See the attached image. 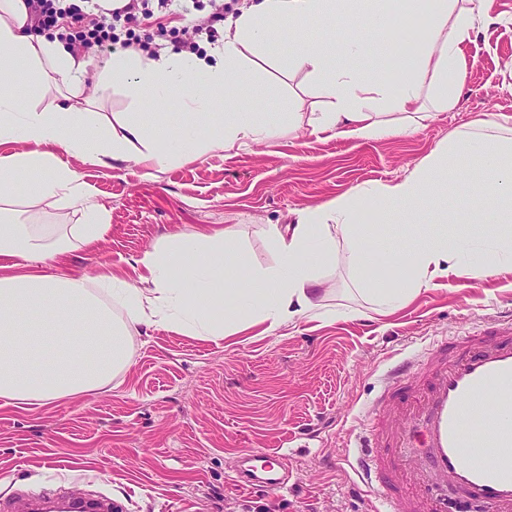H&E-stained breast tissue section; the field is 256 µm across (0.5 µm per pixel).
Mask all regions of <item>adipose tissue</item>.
<instances>
[{"label":"adipose tissue","instance_id":"1","mask_svg":"<svg viewBox=\"0 0 512 512\" xmlns=\"http://www.w3.org/2000/svg\"><path fill=\"white\" fill-rule=\"evenodd\" d=\"M487 16L488 0H255L225 28L223 49L206 57L129 52L105 69L102 88L122 86L141 102L196 86L176 134L123 122L91 137L92 112L41 104L56 82L77 94L81 63L59 43L32 33L24 0H0V145L11 148L0 155V403L41 406L100 389L127 365L132 336L158 324L213 339L255 328L267 335L295 324L316 310L321 272L340 258L357 275L370 311L382 317L445 280L512 274V136L493 133V120L484 118L401 180L355 188L298 211L295 223L267 225L271 266H254L228 225L157 244L138 259L134 282L53 271L58 256L94 248L111 229L94 193L58 161L55 149L101 164L132 154L160 171L216 147L274 140L278 130L241 106L233 91L253 78V55L285 32L300 39L294 68L316 77L328 106L311 123L312 135L369 141L399 134L406 130L402 114L455 107L454 89L467 76L463 48L476 19ZM340 21L357 31L355 55H363L368 42L383 44L368 71L336 67L302 37L303 28L327 31ZM217 110L224 113L221 122L200 131L195 115ZM466 154L478 158L483 172L482 203L468 211L486 227L481 240L420 233L397 245L364 229L367 216L377 222L392 212L443 213L439 187ZM24 174L38 177L27 209L75 208L83 223L64 231L4 223L16 211L13 185Z\"/></svg>","mask_w":512,"mask_h":512}]
</instances>
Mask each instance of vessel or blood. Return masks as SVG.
<instances>
[{"mask_svg": "<svg viewBox=\"0 0 512 512\" xmlns=\"http://www.w3.org/2000/svg\"><path fill=\"white\" fill-rule=\"evenodd\" d=\"M347 465L384 512H512V319L480 336L442 342L435 355L405 357L370 403ZM244 489L279 491L286 456L246 451L234 471ZM457 498H449V490ZM0 512H120L110 497L51 499L29 490Z\"/></svg>", "mask_w": 512, "mask_h": 512, "instance_id": "b4317fda", "label": "vessel or blood"}]
</instances>
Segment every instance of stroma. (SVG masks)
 <instances>
[{"label": "stroma", "instance_id": "35a3bbf8", "mask_svg": "<svg viewBox=\"0 0 512 512\" xmlns=\"http://www.w3.org/2000/svg\"><path fill=\"white\" fill-rule=\"evenodd\" d=\"M245 0H144L148 16L118 29V41L78 51L85 63L75 105L91 104L99 121L132 117L146 128L179 127L181 95L142 104L125 90L101 91L99 79L127 40L152 51H182L197 20L230 19ZM490 22L477 23L464 48L467 77L456 107L435 113L405 135L368 142L315 137L307 126L325 111L306 71L288 70L296 40L279 35L256 59L264 96L240 87L237 97L281 130L278 139L242 150L219 148L156 172L135 157L106 165L61 154L93 187L111 231L98 247L62 255L59 272L136 279L134 261L173 235L203 227L235 226L253 265L274 263L265 235L270 224H292L298 210L329 202L355 188L407 176L456 133L481 116L512 117V0H492ZM443 188L444 204L476 195L478 163L463 156ZM477 236L480 224L437 223L424 215L409 224L399 214L372 231L388 242L415 230ZM317 298L321 315L271 336L243 333L217 342L154 328L133 336L130 362L97 391L26 409L0 406V499L14 489L101 492L123 512H369L371 496L342 459L352 433L399 355L436 348L487 329L512 314V275L456 278L422 292L388 318H362L365 303L344 261L328 271ZM248 448L288 456V487L280 492L235 486L233 464Z\"/></svg>", "mask_w": 512, "mask_h": 512}]
</instances>
